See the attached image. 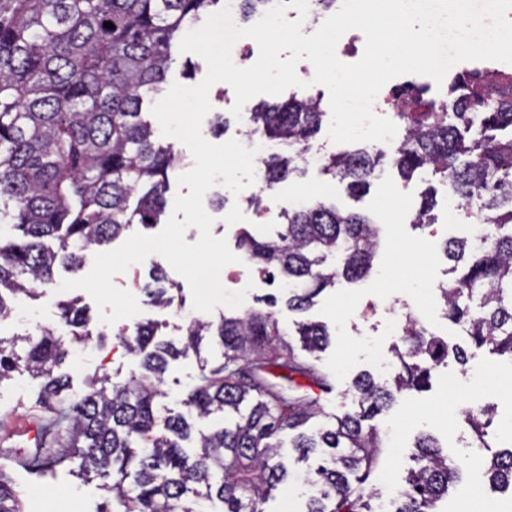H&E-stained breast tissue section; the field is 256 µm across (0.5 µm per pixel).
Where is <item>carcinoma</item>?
<instances>
[{"instance_id":"cac0c4a2","label":"carcinoma","mask_w":512,"mask_h":512,"mask_svg":"<svg viewBox=\"0 0 512 512\" xmlns=\"http://www.w3.org/2000/svg\"><path fill=\"white\" fill-rule=\"evenodd\" d=\"M222 0H0V319L11 313L10 297L38 296L54 282L58 265L73 272L91 254L132 225L161 223L168 172L180 162L170 145L158 143L142 108L163 91L173 49L183 31ZM111 22L114 28L104 27ZM478 72L457 76L451 100L408 93L413 111L399 112L406 135L389 161L409 182L428 168L460 210L474 200L485 212L483 240L450 238L444 253L462 273L441 285L448 319L472 343L512 360V84L486 91ZM324 112L321 101L292 98L253 108V131L292 154L274 151L263 161L272 187L304 172L299 154L312 147ZM384 153L358 149L323 159L321 172L346 184L350 196L369 190L384 166ZM434 188L427 189L416 223L432 224ZM280 230L270 238L244 231L240 247L252 265L288 284V310L304 312L339 279H368L379 229L365 214L315 199L283 210ZM161 266L138 283L155 308L170 306ZM479 292V310L462 299ZM61 318L76 338L89 337V317L78 300L59 303ZM154 322L116 336L138 358L140 372L109 386L94 377L91 390L69 404L67 437L61 423L45 430L26 452L37 471L67 459L101 476H112L114 512H196L188 499L219 501V512H263L272 489L288 477L280 460L286 430L291 448L306 460L330 449V464L309 473L305 512H372L350 476L370 469L379 431L364 423L388 409L396 394L428 384L431 371L448 357L467 365V350L450 346L414 323L403 332L395 355L401 372L394 387L369 375L353 382L358 410L330 430L306 431L316 414L304 387L326 380L284 338L274 313L253 308L218 322L194 320L179 343L157 339ZM304 350L323 349L326 325L297 323ZM224 349V362L188 395L197 417L222 414L232 423L194 432L183 415L161 416L158 388L169 360L200 355L206 338ZM66 356L62 337L50 328L28 340L24 355L0 340V381L20 368L43 380L46 402L64 401L69 377L56 372ZM421 466L400 489L397 512H440L438 503L463 471L429 437L416 444ZM491 484L512 489V447L490 460ZM0 512H21L0 472Z\"/></svg>"}]
</instances>
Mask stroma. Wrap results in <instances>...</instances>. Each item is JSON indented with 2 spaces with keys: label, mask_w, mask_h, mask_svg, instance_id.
Instances as JSON below:
<instances>
[{
  "label": "stroma",
  "mask_w": 512,
  "mask_h": 512,
  "mask_svg": "<svg viewBox=\"0 0 512 512\" xmlns=\"http://www.w3.org/2000/svg\"><path fill=\"white\" fill-rule=\"evenodd\" d=\"M212 106L204 118L202 133L211 143L221 144L234 138L239 122L230 111L235 102L232 87L224 82L214 84L209 91ZM226 113L223 131H215V116ZM386 181H373L369 191L360 199L349 196L345 184H337L332 201L342 209L368 215L382 227L381 245L374 259V269L364 282L339 281L336 287L319 294L305 313L288 311L285 303L274 309L281 329L287 331L291 344H298L296 324L300 321L325 323L331 333L328 346L320 352L306 354V361L325 374L326 389L311 388L309 395L316 401V425L335 427L336 420L355 411L357 400L351 388L353 379L369 373L377 382H385L386 373L373 362L370 344H377L386 355H393L396 337L387 333L391 309L402 303L443 307L439 287L452 280L449 263L443 258L442 246L449 237L464 234L469 223L466 212H458L456 225H449L451 206L445 193H438L434 209L438 220L428 229L415 227L416 207L427 184L415 179L401 183L394 169H387ZM212 233L226 238L230 249H237L241 231L270 236L276 233L273 224L252 221L248 192L225 193L224 207L212 210ZM82 304L88 308L94 333L107 335L105 344L95 336L88 340L69 339V330L58 318L57 303L63 294L56 285L41 289L37 298L15 296L12 313L0 321V338H35L45 328L54 329L68 340V356L60 367L69 377L68 395L80 398L89 390L92 376H108L111 383L123 384L137 371L136 357L130 355L116 333L119 328L133 327L130 319L106 325L99 320V310L87 292H80ZM470 360L459 365L447 359L436 368L432 387L425 392H403L393 407L378 415L374 424L389 438L387 448L381 449L366 485L367 495H375L386 486H399L408 469L415 467L414 443L423 433L436 437L449 457H458L465 450V441L472 434L464 414L473 406H492L494 416L486 429L485 442L471 455L470 467L462 482L448 494L444 512H458L465 497L466 483L483 478L485 464L498 450L512 445V360L489 354L486 349L469 347ZM221 361V349L206 344L201 356L182 357L171 361L159 385L161 411L181 412L187 393L197 384L203 366H215ZM453 376L467 382L464 392L445 391L443 380ZM39 380L28 373L16 372L0 381V470L4 471L18 492L23 512H101L111 495L102 490L101 478L83 475L78 461H71L56 470L40 473L26 469L17 455L31 447L33 425L46 417L47 411L38 402ZM290 476L272 491L265 512H302L303 496L307 490V466L297 462L291 448H283Z\"/></svg>",
  "instance_id": "obj_1"
}]
</instances>
